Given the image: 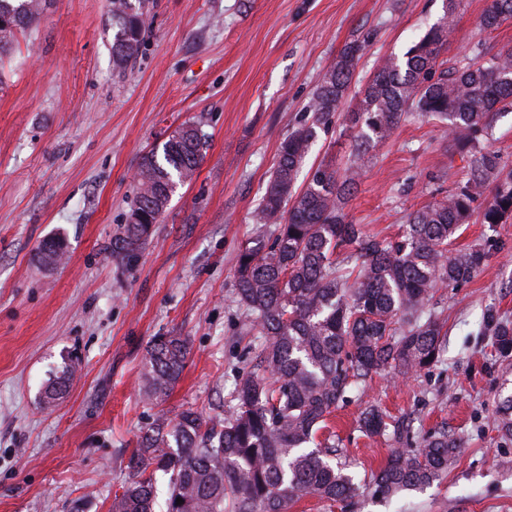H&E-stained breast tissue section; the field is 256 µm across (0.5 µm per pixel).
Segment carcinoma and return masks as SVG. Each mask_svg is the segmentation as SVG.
Listing matches in <instances>:
<instances>
[{"label":"carcinoma","mask_w":512,"mask_h":512,"mask_svg":"<svg viewBox=\"0 0 512 512\" xmlns=\"http://www.w3.org/2000/svg\"><path fill=\"white\" fill-rule=\"evenodd\" d=\"M461 0H445L443 17L400 57L387 59L358 91L345 121L359 128L346 166H318L306 185L299 170L319 132L342 111L362 44L347 45L312 98L311 120L279 145L256 214L257 237L236 258L237 307L255 335L257 363L238 374L224 419L206 420L192 407L161 422L137 441L131 474L111 512H157L159 477L167 478L165 512H290L302 496L351 502L371 490L390 499L440 482L460 442L438 431L413 448H392L386 463L361 483L336 461V435L318 440L328 417L375 375L405 378L442 361L447 331L430 301L438 288L472 280L488 251L475 244L448 255V244L469 223L475 202L487 198L481 223L494 231L512 223V162L482 145L499 105L512 99V51L485 52L437 71ZM44 0H0V51L41 15ZM152 0H109L112 63L123 72L148 29ZM512 19V0H490L480 25L494 30ZM439 123L467 163L468 178L408 215L403 235L386 241L348 220L345 208L369 147L388 139L408 116ZM205 145L193 122L179 127L146 156L137 191L115 245L126 263L158 223L176 185L191 180ZM495 345L512 357V320L495 322ZM191 353L185 336H156L144 355L141 382L152 403L165 400ZM74 369L44 385L53 404ZM499 430L512 437V394L501 398ZM390 415L365 407V435L387 431ZM182 499L177 503L176 499Z\"/></svg>","instance_id":"carcinoma-1"}]
</instances>
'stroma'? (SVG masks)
Listing matches in <instances>:
<instances>
[{
  "instance_id": "35a3bbf8",
  "label": "stroma",
  "mask_w": 512,
  "mask_h": 512,
  "mask_svg": "<svg viewBox=\"0 0 512 512\" xmlns=\"http://www.w3.org/2000/svg\"><path fill=\"white\" fill-rule=\"evenodd\" d=\"M489 0H462L446 66L512 50V20L489 31ZM108 0H49L0 60V512H110L138 438L159 416L223 413L251 367L234 301L235 265L288 133L307 116L346 45L364 50L351 79L356 105L388 57L401 56L443 15V0H154L153 21L125 74L112 65ZM200 125L204 158L178 186L136 260L112 254L137 169L178 126ZM355 128L333 120L306 168L344 165ZM346 211L395 239L410 212L446 195L467 168L438 124L410 116L373 144ZM61 239V264L44 241ZM445 360L409 379L374 378L328 425L356 478L383 466L395 435L368 437L369 405L461 440L439 484L352 506L302 496L292 512H512V440L498 429L512 359L499 357L487 314L512 318V223L467 284L439 291ZM189 338L186 368L162 405L147 404L143 357L152 337ZM71 363L54 406L43 384Z\"/></svg>"
}]
</instances>
